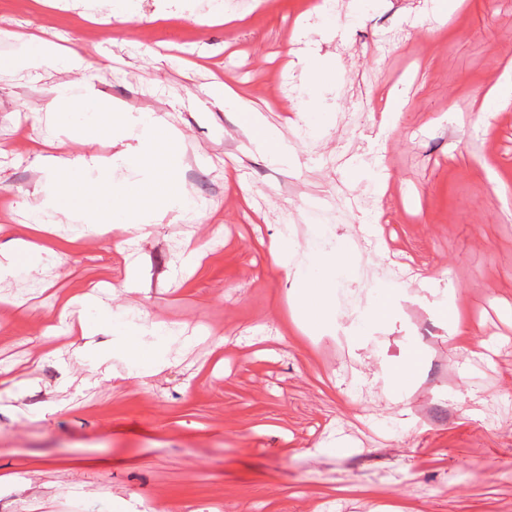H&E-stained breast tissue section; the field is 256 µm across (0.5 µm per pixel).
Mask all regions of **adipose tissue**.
<instances>
[{"label":"adipose tissue","mask_w":512,"mask_h":512,"mask_svg":"<svg viewBox=\"0 0 512 512\" xmlns=\"http://www.w3.org/2000/svg\"><path fill=\"white\" fill-rule=\"evenodd\" d=\"M213 97L223 100L238 113V125L250 140L269 151L277 162L288 159V145L264 122L260 113L242 104L241 98L227 86L219 84L211 89ZM140 128L142 147L134 153L119 150L106 158L109 168H144L151 166L161 176L149 182L134 185L125 181H110L106 188L90 185L82 188L79 195L59 194L52 201L36 207L33 223L42 226L51 223L54 212L67 210L81 219L79 238L89 236L111 242L116 252H123L124 246L135 236H146L147 226L139 217L147 195L161 192L169 207L187 209L192 205L191 197L177 183L164 178L167 156L158 149L160 130L152 113H142L137 121ZM274 263L284 271L292 286L294 309L297 316L308 320L328 317L333 292L330 282L324 277V263L336 260V245L328 225L312 227V238L304 260H297V250L288 237L273 241L268 247ZM115 326L110 354L98 357V364H105L109 358H119L126 363V377L141 376L147 370H158L167 365L165 352L154 342L161 336L160 325L150 321L147 314L123 318L115 314Z\"/></svg>","instance_id":"1"}]
</instances>
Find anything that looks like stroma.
Segmentation results:
<instances>
[{
	"instance_id": "obj_1",
	"label": "stroma",
	"mask_w": 512,
	"mask_h": 512,
	"mask_svg": "<svg viewBox=\"0 0 512 512\" xmlns=\"http://www.w3.org/2000/svg\"><path fill=\"white\" fill-rule=\"evenodd\" d=\"M0 0V250L28 238L33 207L80 186L113 154L68 83L131 128L154 113L176 134L171 172L188 211L153 197L149 234L125 254L73 241L58 218L53 260L0 280V512H512V107L484 117L487 84L512 66V0H342L308 41L310 0ZM76 49L88 66L3 67L24 38ZM288 78L300 112L272 102ZM240 90L292 149L272 161L214 98ZM395 125L382 123L392 87ZM288 210L295 244L326 224L351 260L327 320L295 321L268 245ZM141 288L125 285L127 267ZM443 275L442 285L433 276ZM112 284V309L163 323L169 364L100 380L92 340L70 335L60 298ZM391 302L386 319L371 307ZM471 336L450 338L449 304ZM419 352L397 396L390 371Z\"/></svg>"
}]
</instances>
